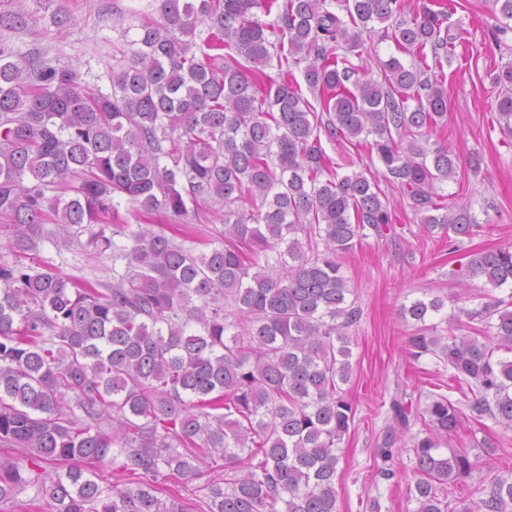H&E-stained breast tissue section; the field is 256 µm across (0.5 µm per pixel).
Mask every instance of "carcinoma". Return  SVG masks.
<instances>
[{
    "label": "carcinoma",
    "mask_w": 512,
    "mask_h": 512,
    "mask_svg": "<svg viewBox=\"0 0 512 512\" xmlns=\"http://www.w3.org/2000/svg\"><path fill=\"white\" fill-rule=\"evenodd\" d=\"M438 7L155 0L158 19L112 56L110 95L0 43V217L15 227L14 260L0 262V447L15 450L0 457V503L30 490L47 512H337L339 444L356 414L342 388L348 331L361 320L337 258L393 224L379 180L348 155L333 162L321 137L365 144L382 181L448 246L478 232L466 206L439 201L457 156L428 148L448 111L433 66L456 39ZM377 23L412 62L392 56L374 80L351 57ZM274 60L275 78L264 71ZM494 80L509 121L512 63ZM116 197L186 225L181 239L127 224L106 235ZM201 202L220 205L224 226L207 253L187 229ZM94 224L87 246L125 264L112 284L38 258L41 241ZM463 276L512 288V249L472 255ZM443 307H402L410 354L447 365L472 419L512 429V299L466 312L494 329L495 348L476 330L439 335L427 321ZM425 413L409 493L414 512H447L443 485L477 461L439 453L437 436L462 424L455 403L435 394ZM474 492L484 512H512V482Z\"/></svg>",
    "instance_id": "carcinoma-1"
}]
</instances>
